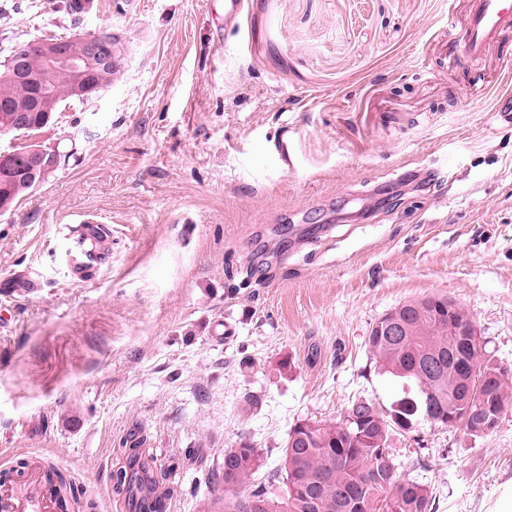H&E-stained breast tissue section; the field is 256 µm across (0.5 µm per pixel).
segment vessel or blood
Wrapping results in <instances>:
<instances>
[{"label": "vessel or blood", "mask_w": 512, "mask_h": 512, "mask_svg": "<svg viewBox=\"0 0 512 512\" xmlns=\"http://www.w3.org/2000/svg\"><path fill=\"white\" fill-rule=\"evenodd\" d=\"M512 32V0H471V7L461 30L462 53L448 58L449 69H457L462 62L485 56L499 39ZM96 225H86L83 234L74 239L75 246L67 250L69 267L73 275L100 266L104 249L95 244ZM93 240L92 248H84L85 240ZM52 491L41 477L31 474L18 484L0 493V512H56Z\"/></svg>", "instance_id": "b4317fda"}]
</instances>
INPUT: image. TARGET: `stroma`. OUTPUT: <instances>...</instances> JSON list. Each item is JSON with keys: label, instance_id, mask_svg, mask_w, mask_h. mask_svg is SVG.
I'll list each match as a JSON object with an SVG mask.
<instances>
[{"label": "stroma", "instance_id": "stroma-1", "mask_svg": "<svg viewBox=\"0 0 512 512\" xmlns=\"http://www.w3.org/2000/svg\"><path fill=\"white\" fill-rule=\"evenodd\" d=\"M0 0V61L18 40L112 28L111 86L34 137L61 162L0 214V474L26 459L74 476L95 512H138L112 474L152 459L167 512L216 493L224 451L268 467L290 429L338 422L397 383L365 340L405 300L445 295L512 387V42L448 70L468 0ZM100 225L91 276L69 230ZM289 359L292 368L277 364ZM434 512H512V407L394 431ZM83 227L85 232L74 238V250L71 245V248L66 251L68 265L75 276L89 269L97 268L104 260V249L95 235L99 225L86 224ZM88 239L92 241L94 246L90 249H84L82 244Z\"/></svg>", "mask_w": 512, "mask_h": 512}]
</instances>
